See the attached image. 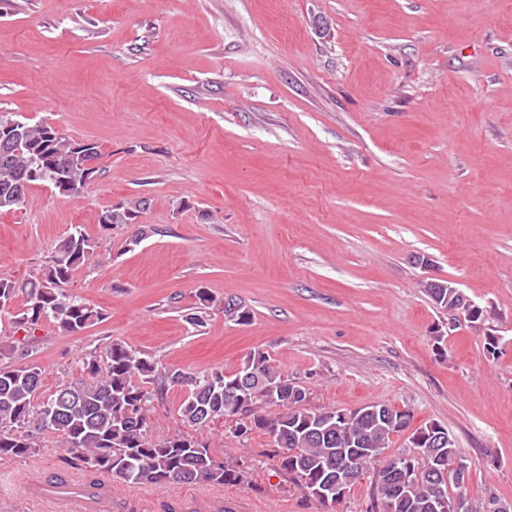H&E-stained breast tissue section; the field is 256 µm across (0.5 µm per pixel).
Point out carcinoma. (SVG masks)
<instances>
[{
    "label": "carcinoma",
    "mask_w": 512,
    "mask_h": 512,
    "mask_svg": "<svg viewBox=\"0 0 512 512\" xmlns=\"http://www.w3.org/2000/svg\"><path fill=\"white\" fill-rule=\"evenodd\" d=\"M24 131L12 145L0 138V210L21 204V183H48L62 195L81 193L91 179L89 170L73 160L79 142L56 132L53 126L31 124L0 111V127L8 123ZM135 212L123 206L101 213L100 229L130 224ZM97 242L84 230H73L43 266L42 277L18 283L0 276V311L13 308L25 295L23 308L13 315L22 337L0 346V458L36 452L33 430L48 431L65 451L64 463L115 477L130 485L162 483L238 485L247 482L249 466L242 459L219 460L209 448L183 433L153 438L147 417L154 398L171 387L186 389L179 412L183 422L206 427L221 417H235L232 437L245 441L254 430L274 443L270 457L280 471L300 482L305 494L322 505L315 487L336 486L338 495L350 491L364 476L371 478L372 494L366 512H454L459 496L455 465L462 460L454 439L444 442L448 430L431 423L416 430L414 447L383 458L391 436L409 427L412 415L387 403H372L349 413L340 409L304 407L306 396L296 395L297 382L270 364L262 353L250 355L231 374L222 370L190 372L159 366L152 357L120 342H112L105 358L90 353L82 359L86 378L63 382L47 399L36 402L41 368L24 362L44 323L76 335L102 319V313L67 291L74 271L86 265ZM439 308H449L462 291L449 281L425 289ZM197 311L189 323L202 327L210 297L197 295ZM224 315L240 325L251 322V312L239 303L224 305ZM151 388H146V385ZM281 411L269 416L265 408Z\"/></svg>",
    "instance_id": "carcinoma-1"
}]
</instances>
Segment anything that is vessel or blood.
<instances>
[{"instance_id":"vessel-or-blood-1","label":"vessel or blood","mask_w":512,"mask_h":512,"mask_svg":"<svg viewBox=\"0 0 512 512\" xmlns=\"http://www.w3.org/2000/svg\"><path fill=\"white\" fill-rule=\"evenodd\" d=\"M107 479L90 483L79 478L48 482L33 477L25 483V494L39 502L46 512H106Z\"/></svg>"}]
</instances>
